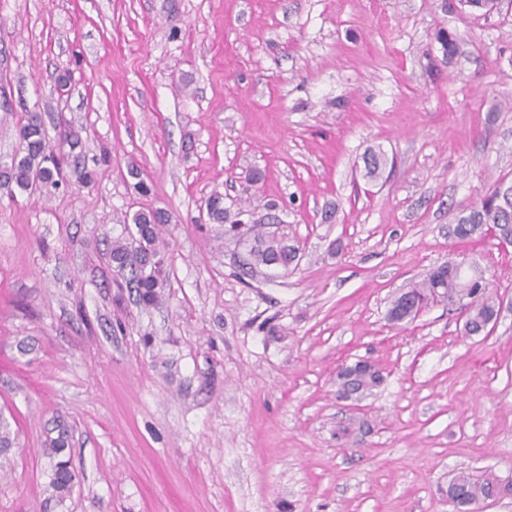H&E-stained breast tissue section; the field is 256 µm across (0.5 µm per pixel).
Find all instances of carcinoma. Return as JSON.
I'll use <instances>...</instances> for the list:
<instances>
[{
  "instance_id": "obj_1",
  "label": "carcinoma",
  "mask_w": 512,
  "mask_h": 512,
  "mask_svg": "<svg viewBox=\"0 0 512 512\" xmlns=\"http://www.w3.org/2000/svg\"><path fill=\"white\" fill-rule=\"evenodd\" d=\"M470 10L484 17L500 15L512 10V0H468ZM18 150L8 163L0 165V192L13 195L15 190L34 193L51 192L63 181L59 160L50 150L45 120L41 111L25 114L18 128ZM366 176L374 179L386 164L385 156L374 152L364 157ZM207 217L212 224L228 225L227 232L246 238L249 243L247 257L241 265L242 275L249 274L257 266L275 267L284 271L298 262L300 243L286 236L268 234L261 228L266 217L242 223L245 211L233 212L224 207L219 194L209 197ZM172 214L164 208H152L136 212L132 217L135 234L131 238L112 241L109 258L129 288L136 292L139 301L154 304L164 286L162 277L166 242L162 237L164 225L171 223ZM454 238L465 241L474 238L512 240V184L500 180L490 186L478 201L459 212L452 228ZM428 305L441 303L448 309L468 310V334L480 336L488 332V324L495 318L498 307L493 299L488 280L479 273L457 272L448 269L444 276L438 270L429 271L425 277L413 283L407 291H400L392 298L388 320L394 324L403 322L405 307L409 302ZM357 365H350L336 375V385L362 398L378 387L383 376L374 364L364 366L358 374ZM16 447V435L6 415L0 412V456L5 457ZM69 435L65 428L59 430L46 448L51 459L47 490L51 496L63 501L71 493L74 474L71 470ZM448 484L457 496L450 498L456 512H477L478 505L492 497L512 495V477L502 478L489 473L475 476L469 472L456 473Z\"/></svg>"
}]
</instances>
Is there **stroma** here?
Here are the masks:
<instances>
[{"mask_svg": "<svg viewBox=\"0 0 512 512\" xmlns=\"http://www.w3.org/2000/svg\"><path fill=\"white\" fill-rule=\"evenodd\" d=\"M45 107L65 187L0 195V411L17 435L0 512H455L453 473L512 472V247L451 234L512 182V13L0 0V161ZM370 151L387 159L375 180ZM215 193L258 216L276 202L297 266L242 282ZM155 207L173 215L167 282L145 308L106 251ZM451 257L484 269L493 330L465 337L442 305L389 322L392 296ZM362 359L383 384L338 400L339 368ZM62 425L76 479L60 502L44 450Z\"/></svg>", "mask_w": 512, "mask_h": 512, "instance_id": "obj_1", "label": "stroma"}]
</instances>
